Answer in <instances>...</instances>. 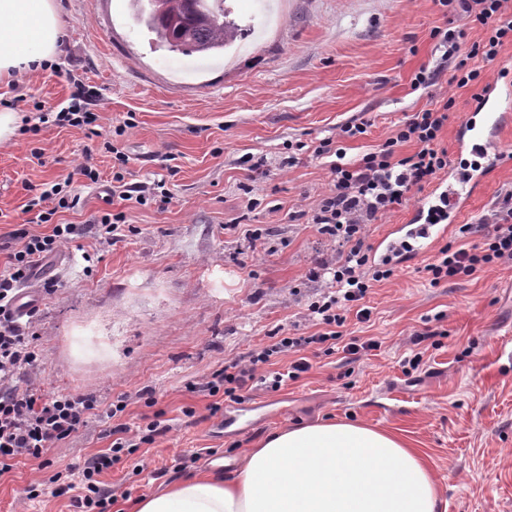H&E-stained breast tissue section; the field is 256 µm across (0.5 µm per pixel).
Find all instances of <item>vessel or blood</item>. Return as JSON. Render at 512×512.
<instances>
[{
    "instance_id": "1",
    "label": "vessel or blood",
    "mask_w": 512,
    "mask_h": 512,
    "mask_svg": "<svg viewBox=\"0 0 512 512\" xmlns=\"http://www.w3.org/2000/svg\"><path fill=\"white\" fill-rule=\"evenodd\" d=\"M504 93L497 88H490L482 105L481 118L467 116L460 126L457 138L458 152H466L469 147H480L484 157L500 162L512 155V147L501 140V130L507 119L506 113L500 112L497 106L503 101ZM485 177L484 170L470 172L467 179H460L457 167H449L448 182L437 186V193L448 196V221L444 224H399L390 236L381 239L375 248L382 256L393 254L398 243L412 241L414 254L428 251L434 242L446 234L450 224L456 223L464 204L481 187Z\"/></svg>"
}]
</instances>
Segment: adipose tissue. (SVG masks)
Wrapping results in <instances>:
<instances>
[{"label": "adipose tissue", "mask_w": 512, "mask_h": 512, "mask_svg": "<svg viewBox=\"0 0 512 512\" xmlns=\"http://www.w3.org/2000/svg\"><path fill=\"white\" fill-rule=\"evenodd\" d=\"M56 0H0V83L53 63ZM422 453L399 435L332 420L287 427L248 449L234 476H191L130 512H441Z\"/></svg>", "instance_id": "ef3b65f1"}]
</instances>
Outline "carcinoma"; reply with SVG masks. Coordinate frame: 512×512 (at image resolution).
Segmentation results:
<instances>
[{
	"mask_svg": "<svg viewBox=\"0 0 512 512\" xmlns=\"http://www.w3.org/2000/svg\"><path fill=\"white\" fill-rule=\"evenodd\" d=\"M211 0H133L138 20L154 41L173 52L223 51L251 34Z\"/></svg>",
	"mask_w": 512,
	"mask_h": 512,
	"instance_id": "cac0c4a2",
	"label": "carcinoma"
}]
</instances>
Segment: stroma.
<instances>
[{
	"instance_id": "1",
	"label": "stroma",
	"mask_w": 512,
	"mask_h": 512,
	"mask_svg": "<svg viewBox=\"0 0 512 512\" xmlns=\"http://www.w3.org/2000/svg\"><path fill=\"white\" fill-rule=\"evenodd\" d=\"M61 52L52 67L0 84L22 118L59 112L77 86L94 93L98 137L50 124L18 131L0 145V235L14 225L33 234L52 224H81L83 234L40 261L27 287L38 308L32 330L47 358L43 389L96 398L100 414L48 453L50 465L18 463L0 477V512H73L54 497L53 476L67 475L89 453L109 447L113 423L138 429L159 410L166 436L122 456L104 479L122 496L107 512H129L141 497L197 473L231 475L247 448L269 433L328 420L395 431L421 449L437 478L446 512H512V266L431 286L420 269L432 255L400 265L365 300L371 320L349 318L347 335L379 349L346 365L342 354L313 359L279 390L256 388L237 402L191 392L225 362L284 328L305 336L308 304L325 288L313 278L332 246L309 217L329 187L321 140L354 116L368 120L349 141L358 158L378 148L406 116L439 97L453 98L441 145L454 151L474 94L512 89V44L479 62L480 81L464 88L441 77L430 88L411 79L433 67L430 31L447 19L436 0H228L232 16L254 33L198 66L192 54L151 48L134 23L130 0H57ZM295 164L281 168L289 145ZM91 150L101 182L77 166ZM122 151L126 165L113 153ZM266 157L256 181L241 166ZM127 182L164 181L170 203L138 205L106 196L115 173ZM71 179L80 197L51 223L28 202L41 184ZM512 191V160L490 172L461 221L491 214ZM123 213L112 238L95 228ZM56 290L45 294L46 280ZM440 331V348L417 350L409 338ZM417 370L405 363L415 353ZM156 393L155 408L140 400ZM116 419L102 412L118 399ZM41 497L26 500L31 483Z\"/></svg>"
}]
</instances>
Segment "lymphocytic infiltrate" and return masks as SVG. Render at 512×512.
Here are the masks:
<instances>
[{
    "instance_id": "f902f5d3",
    "label": "lymphocytic infiltrate",
    "mask_w": 512,
    "mask_h": 512,
    "mask_svg": "<svg viewBox=\"0 0 512 512\" xmlns=\"http://www.w3.org/2000/svg\"><path fill=\"white\" fill-rule=\"evenodd\" d=\"M437 2L451 9L456 18L483 28L485 36L465 50L461 47L463 30L434 28L431 38L437 55L435 64L420 69L412 85H436L447 70L458 87L472 85L480 76L475 59L495 60L504 43L512 41V21L503 18V0ZM453 105L449 98L408 115L380 148L355 160L348 159L344 142L366 133L364 119L347 121L339 126L335 138L325 139L316 147L317 155L330 160L332 183L310 220L322 235L340 246L335 259L322 264L316 272L317 277L329 280L326 291L307 308V317L317 330L309 336H284L271 345L249 350L195 383V390L212 396L221 393L234 402L239 400L241 391L258 382L259 367L272 357L290 358L288 365L274 376L272 385L277 388L308 372L311 357L329 356L340 350L351 364L362 352L377 348L374 339L347 338L342 333L348 315H355L362 323L369 321L371 311L364 307V300L376 283L391 279L397 272L396 264L378 263L372 258L364 227L406 206L412 189H424L447 170L448 152L440 147L439 136ZM39 120H52L60 127H79L91 137L97 134V116L82 91L74 93L68 107L56 117L43 112ZM407 144L412 145V153L400 154V147ZM456 231L455 239L441 246L433 262L422 268L430 285L467 279L487 266L512 264V206L492 214L490 223L461 224ZM78 232V225L57 224L48 234L36 235L23 228L10 234L20 246L9 252L6 267L0 272V475L24 460L47 468L45 452L76 437L97 408L96 399L87 395L36 388L39 338L11 312L17 287L35 274L43 258ZM169 430V425L155 419L148 423L145 433L133 437L127 424L117 423L110 430L113 441L109 450L84 455L73 467L77 481L57 484L55 495H70L79 512H106L114 491L111 484L103 481V474L111 470L121 452L155 442Z\"/></svg>"
}]
</instances>
